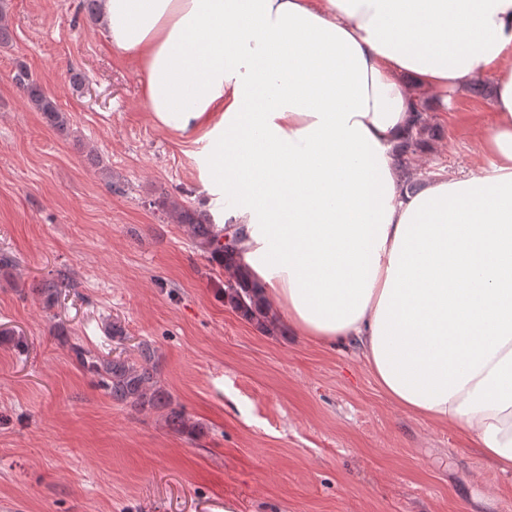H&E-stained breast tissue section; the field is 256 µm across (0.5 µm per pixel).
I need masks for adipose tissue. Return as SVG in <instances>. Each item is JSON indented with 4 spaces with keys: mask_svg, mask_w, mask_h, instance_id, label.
<instances>
[{
    "mask_svg": "<svg viewBox=\"0 0 512 512\" xmlns=\"http://www.w3.org/2000/svg\"><path fill=\"white\" fill-rule=\"evenodd\" d=\"M154 121L211 148L251 284L400 408L512 472V0H103ZM494 75L488 165L402 188L395 148Z\"/></svg>",
    "mask_w": 512,
    "mask_h": 512,
    "instance_id": "obj_1",
    "label": "adipose tissue"
}]
</instances>
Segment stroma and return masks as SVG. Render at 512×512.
Segmentation results:
<instances>
[{
  "label": "stroma",
  "mask_w": 512,
  "mask_h": 512,
  "mask_svg": "<svg viewBox=\"0 0 512 512\" xmlns=\"http://www.w3.org/2000/svg\"><path fill=\"white\" fill-rule=\"evenodd\" d=\"M0 512H512V474L379 389L355 349L268 336L224 301V273L161 208L221 219L206 142L155 124L141 67L82 0H0ZM26 68L66 113L50 127L12 80ZM492 76L428 113L412 187L484 164ZM72 285L36 294L57 271ZM121 321L126 337L108 335ZM203 433L113 403L69 345L135 359Z\"/></svg>",
  "instance_id": "35a3bbf8"
}]
</instances>
